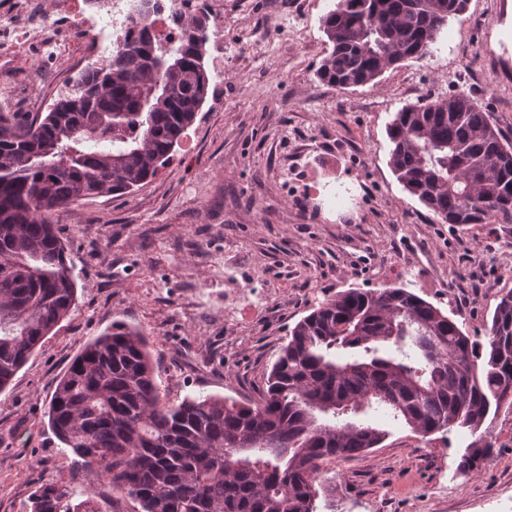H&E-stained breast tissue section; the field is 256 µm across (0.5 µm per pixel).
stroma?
Instances as JSON below:
<instances>
[{"mask_svg": "<svg viewBox=\"0 0 512 512\" xmlns=\"http://www.w3.org/2000/svg\"><path fill=\"white\" fill-rule=\"evenodd\" d=\"M224 44L208 42L219 96L207 98L157 175L128 194L49 217L77 300L0 393V512H30L41 484L81 498L88 476L48 426L56 381L113 323L148 340L164 400H257L289 327L348 288L404 287L481 336L512 291V224L440 223L398 183L387 125L426 96L471 90L512 138V0H469L432 51L378 85L319 81L323 17L337 0H221ZM97 28L74 32L66 62L0 63V107L46 111L100 63ZM418 82L407 87L408 74ZM381 444L321 463L336 489L317 512H512V408L491 424L494 462L463 474L470 437L421 436L381 413Z\"/></svg>", "mask_w": 512, "mask_h": 512, "instance_id": "1", "label": "stroma"}]
</instances>
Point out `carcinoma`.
<instances>
[{
  "label": "carcinoma",
  "mask_w": 512,
  "mask_h": 512,
  "mask_svg": "<svg viewBox=\"0 0 512 512\" xmlns=\"http://www.w3.org/2000/svg\"><path fill=\"white\" fill-rule=\"evenodd\" d=\"M468 0H337L322 20L317 78L375 85L431 52ZM199 18L178 42L142 27L74 91L34 117L0 110V392L67 318L76 283L49 221L79 200L125 193L171 159L208 94ZM388 165L445 224L512 223V140L471 92L424 97L388 124ZM512 388V292L485 340L403 288H348L288 328L262 400L215 395L162 401L148 341L123 323L86 343L48 404L57 440L90 476L85 497L45 483L32 512H100L96 485L141 512H316L320 462L377 446L384 411L423 435L474 437L464 473L495 448L483 429Z\"/></svg>",
  "instance_id": "1"
}]
</instances>
